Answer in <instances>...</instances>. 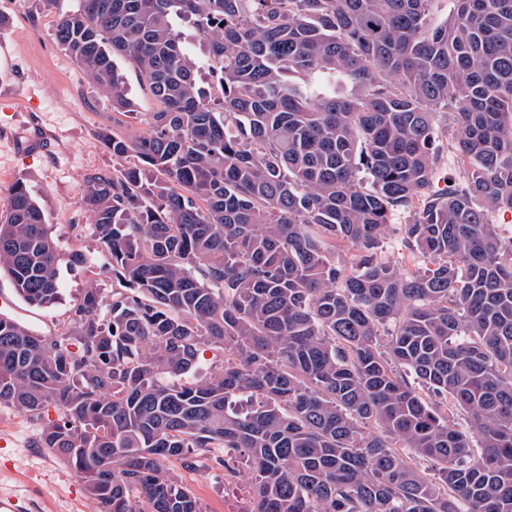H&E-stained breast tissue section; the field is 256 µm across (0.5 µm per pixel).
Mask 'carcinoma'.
<instances>
[{
    "label": "carcinoma",
    "mask_w": 512,
    "mask_h": 512,
    "mask_svg": "<svg viewBox=\"0 0 512 512\" xmlns=\"http://www.w3.org/2000/svg\"><path fill=\"white\" fill-rule=\"evenodd\" d=\"M453 2L440 24L433 0L58 15L113 111L134 107L120 61L157 101L86 178L119 287L86 288L57 336L0 315V404L41 423L99 512H204L173 460L248 471L252 512H512V235L490 220L512 212V0ZM397 214L406 263L382 250ZM59 260L16 182L0 273L47 307ZM173 25L185 34V37H187L188 38L187 40L189 41L188 47H189L190 53L193 55V57L199 63H201L203 65L202 66V78H203L202 85L207 86L209 83H213L210 76L205 74L206 72H208V69L204 63L205 57H206V47L204 44V40L201 39L199 36L195 35L196 34L195 31L191 27L186 26V25H181L180 21L176 18L173 19Z\"/></svg>",
    "instance_id": "obj_1"
}]
</instances>
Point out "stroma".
<instances>
[{"label":"stroma","instance_id":"1","mask_svg":"<svg viewBox=\"0 0 512 512\" xmlns=\"http://www.w3.org/2000/svg\"><path fill=\"white\" fill-rule=\"evenodd\" d=\"M79 0H58L48 11L41 0H0L8 24L0 30V213L10 206L9 190L23 181L41 204L50 231L61 246L60 300L33 307L17 294L8 275L0 276V313L44 336L60 334L69 311L85 288L97 284L111 293L117 280L94 237L83 207L85 178L112 170L115 162L102 136L119 132L140 137L149 131L145 115L157 108L132 65L121 64L135 111L122 115L53 36L58 13ZM86 263L72 262V254ZM39 423L0 406V496L17 497L27 512H87L94 504L70 466L37 440ZM184 478L205 512H224V477L201 469Z\"/></svg>","mask_w":512,"mask_h":512}]
</instances>
